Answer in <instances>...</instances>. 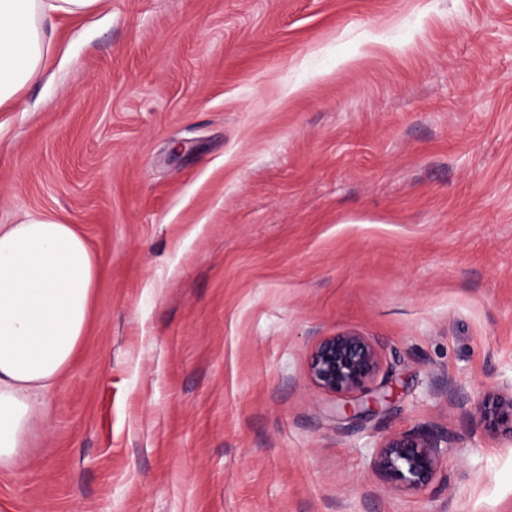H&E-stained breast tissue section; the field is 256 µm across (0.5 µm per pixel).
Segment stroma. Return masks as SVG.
<instances>
[{
  "label": "stroma",
  "mask_w": 512,
  "mask_h": 512,
  "mask_svg": "<svg viewBox=\"0 0 512 512\" xmlns=\"http://www.w3.org/2000/svg\"><path fill=\"white\" fill-rule=\"evenodd\" d=\"M0 112V224L102 275L0 512H512V0H102ZM353 329L396 398L309 375ZM447 433L391 489L387 436ZM468 415L489 435L512 438V387L496 390L492 399L474 404ZM447 452V433L416 427L388 437L375 448L372 463L394 489L419 490L437 476Z\"/></svg>",
  "instance_id": "1"
}]
</instances>
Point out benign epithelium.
I'll list each match as a JSON object with an SVG mask.
<instances>
[{
    "label": "benign epithelium",
    "instance_id": "1",
    "mask_svg": "<svg viewBox=\"0 0 512 512\" xmlns=\"http://www.w3.org/2000/svg\"><path fill=\"white\" fill-rule=\"evenodd\" d=\"M381 367L375 345L359 332L348 330L322 336L311 355L310 374L315 384L341 397L336 412L360 418L389 403L395 390L388 382L372 388ZM363 391L362 399L352 394ZM468 415L489 435L512 438V389L497 390L492 398L474 404ZM448 452V434L416 427L388 437L373 452L372 463L395 489L419 490L439 472Z\"/></svg>",
    "mask_w": 512,
    "mask_h": 512
}]
</instances>
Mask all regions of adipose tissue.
Wrapping results in <instances>:
<instances>
[{"label": "adipose tissue", "instance_id": "1", "mask_svg": "<svg viewBox=\"0 0 512 512\" xmlns=\"http://www.w3.org/2000/svg\"><path fill=\"white\" fill-rule=\"evenodd\" d=\"M101 0H0V108L40 78L54 21ZM101 267L84 238L47 216L0 225V469L46 414L45 398L83 343Z\"/></svg>", "mask_w": 512, "mask_h": 512}]
</instances>
